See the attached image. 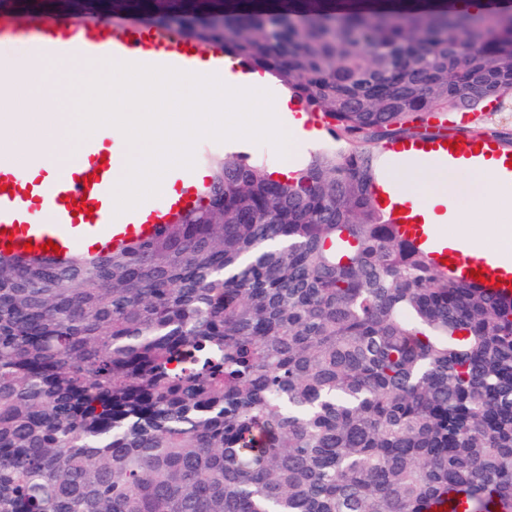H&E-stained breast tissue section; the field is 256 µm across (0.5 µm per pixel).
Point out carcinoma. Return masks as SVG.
<instances>
[{"label":"carcinoma","instance_id":"obj_1","mask_svg":"<svg viewBox=\"0 0 512 512\" xmlns=\"http://www.w3.org/2000/svg\"><path fill=\"white\" fill-rule=\"evenodd\" d=\"M169 28L275 77L335 147L66 264L0 256V512H512V298L439 271L373 193L457 112L512 145V2L236 0Z\"/></svg>","mask_w":512,"mask_h":512}]
</instances>
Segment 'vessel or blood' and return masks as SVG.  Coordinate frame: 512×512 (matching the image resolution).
Wrapping results in <instances>:
<instances>
[{
  "instance_id": "b4317fda",
  "label": "vessel or blood",
  "mask_w": 512,
  "mask_h": 512,
  "mask_svg": "<svg viewBox=\"0 0 512 512\" xmlns=\"http://www.w3.org/2000/svg\"><path fill=\"white\" fill-rule=\"evenodd\" d=\"M12 40L24 41L29 55L38 61L77 56L91 63L120 59L189 73L200 66L219 76L225 73L223 49L204 55L190 39L128 18L56 17L24 26L13 10L1 8L0 43ZM117 166L111 141L99 135L83 139L76 150L68 152L63 166L52 170L39 155L20 163L0 160V253L22 252L27 243L37 247L51 242L64 257L100 255L127 241L152 236L201 197L202 183L186 172L175 195L152 197L133 210L116 213L112 191ZM81 199L86 209L76 208ZM392 220L433 263L448 261L464 275L481 270L486 288L512 293V272L484 258H465L448 250L437 237L410 224L404 213H393Z\"/></svg>"
}]
</instances>
